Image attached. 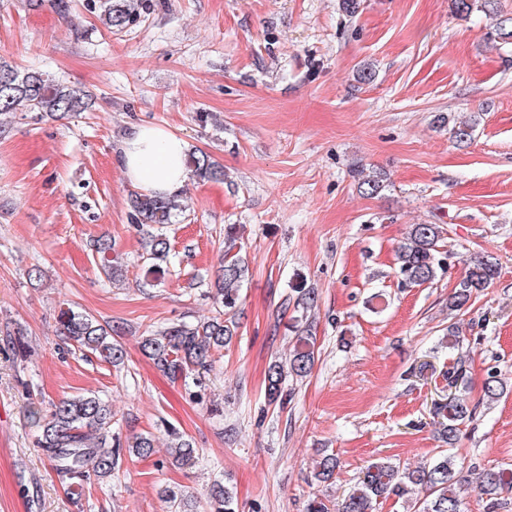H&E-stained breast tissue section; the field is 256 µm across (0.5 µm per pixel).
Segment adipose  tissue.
<instances>
[{
    "label": "adipose tissue",
    "instance_id": "adipose-tissue-1",
    "mask_svg": "<svg viewBox=\"0 0 512 512\" xmlns=\"http://www.w3.org/2000/svg\"><path fill=\"white\" fill-rule=\"evenodd\" d=\"M186 143L176 134L151 125L134 127L125 137L118 164L128 180L164 196L180 193L188 175L182 160Z\"/></svg>",
    "mask_w": 512,
    "mask_h": 512
}]
</instances>
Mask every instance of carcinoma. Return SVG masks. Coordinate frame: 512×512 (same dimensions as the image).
Segmentation results:
<instances>
[{
	"mask_svg": "<svg viewBox=\"0 0 512 512\" xmlns=\"http://www.w3.org/2000/svg\"><path fill=\"white\" fill-rule=\"evenodd\" d=\"M456 13L469 15L482 11L494 18V37L512 44V14L504 12L499 0H454ZM99 21L112 31L122 30L141 18L142 0H99ZM88 107V94L62 83L46 73L21 70L0 60V115L13 112H41L47 116L82 112ZM477 123L464 121L452 128L460 146L474 138ZM184 165L199 181L224 179V167L208 154H189ZM179 208L173 197L138 194L130 196L131 224L146 238L147 259L164 261L170 252L169 240L150 230L153 224H167ZM439 230L434 224H414L398 250L399 272L405 283L422 286L434 283L448 272L446 257L438 249ZM225 250L215 281L214 299L223 307L222 314L195 324L172 323L142 337L141 352L162 374L173 382L195 383L208 370L212 352L228 346L237 327L241 289L248 276L247 257L232 253L236 247V226L224 227ZM93 251L99 257L107 277L114 279L119 270L112 264L114 245L110 239H98ZM498 267L488 260L471 263L448 297V307L460 311L470 306L472 298L488 288L497 277ZM318 295L313 288L297 290L296 308L302 310L303 322L296 325V342L288 361H274L267 369L266 397L271 404H284V384L288 377L308 376L315 365V336L308 313L317 308ZM60 333L77 348L98 356L114 366L124 363L125 351L112 339V326H103L92 316L63 310L59 317ZM441 418L439 434L448 448L428 464L400 468L390 462L372 463L365 467L359 487L332 507L318 496L311 498L307 512H377L378 501L391 496L403 497L416 491L411 499L414 512H460L462 482L453 449L460 441L461 425L472 419L473 412L464 400L453 397L435 405ZM34 427L36 447L46 451L55 470L65 479L73 494L82 496L91 477H112L120 458L121 442L112 434V406L98 396L65 398L52 405L50 414L40 416L29 411ZM173 457L182 465L195 460L192 443L175 436L171 445ZM130 454L149 458L155 452L151 434L140 435L129 446ZM340 468L339 459L327 454L320 459L316 479L326 482ZM477 488L495 507L497 496L512 490V465L491 468L479 473ZM208 512H239L236 491L216 481L207 500Z\"/></svg>",
	"mask_w": 512,
	"mask_h": 512,
	"instance_id": "cac0c4a2",
	"label": "carcinoma"
}]
</instances>
